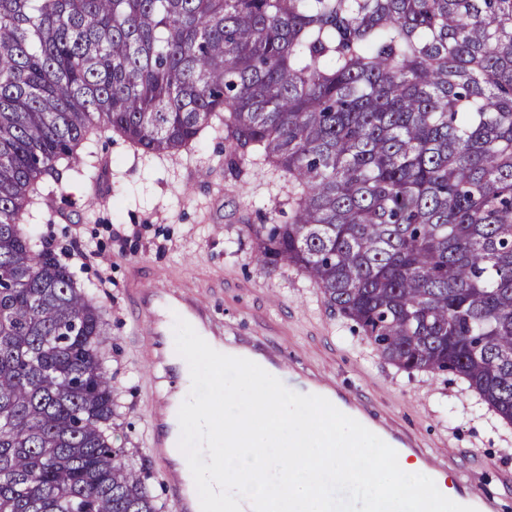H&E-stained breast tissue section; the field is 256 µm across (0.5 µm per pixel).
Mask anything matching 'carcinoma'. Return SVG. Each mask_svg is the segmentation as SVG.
Listing matches in <instances>:
<instances>
[{"mask_svg": "<svg viewBox=\"0 0 512 512\" xmlns=\"http://www.w3.org/2000/svg\"><path fill=\"white\" fill-rule=\"evenodd\" d=\"M216 118L294 188L256 261L512 425V0H0V512H158L95 293L24 224L94 136L187 151Z\"/></svg>", "mask_w": 512, "mask_h": 512, "instance_id": "1", "label": "carcinoma"}]
</instances>
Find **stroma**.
Listing matches in <instances>:
<instances>
[{
  "label": "stroma",
  "instance_id": "1",
  "mask_svg": "<svg viewBox=\"0 0 512 512\" xmlns=\"http://www.w3.org/2000/svg\"><path fill=\"white\" fill-rule=\"evenodd\" d=\"M224 137L216 122L192 150L154 155L97 136L79 171L48 180L26 223L57 253L77 252V276L96 291L115 402L109 434L141 470L160 512H175L149 422L165 383L145 358L149 338L135 326L132 303L136 284L154 280L203 296L224 325L225 345L248 336L289 353L297 372L363 395L380 420L426 452L454 449L449 474L475 477L499 512H512V482L503 479L512 474V426L456 376L408 372L382 359L297 269L257 263L248 227L288 221L292 186L282 171L249 160L229 170Z\"/></svg>",
  "mask_w": 512,
  "mask_h": 512
}]
</instances>
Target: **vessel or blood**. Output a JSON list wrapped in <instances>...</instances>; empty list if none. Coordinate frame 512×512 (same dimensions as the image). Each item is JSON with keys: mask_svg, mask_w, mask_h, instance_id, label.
Masks as SVG:
<instances>
[{"mask_svg": "<svg viewBox=\"0 0 512 512\" xmlns=\"http://www.w3.org/2000/svg\"><path fill=\"white\" fill-rule=\"evenodd\" d=\"M134 307L150 338V346L156 352L166 350L170 334L167 318L175 314L193 325L202 338L211 337L217 341L222 338L221 332L215 330L211 324L208 305L190 294L173 293L162 285L153 283L140 287L134 299ZM231 354L255 361L266 371L276 373L282 383L292 391L327 398L342 413L356 419L383 439L399 456H418V447L408 435L382 424L365 408L359 398L348 396L329 386L308 383L290 371L287 357L271 360L259 356L254 349L244 345L232 348ZM175 418L176 413L172 410L154 414L153 421L158 429L153 443L154 448L160 450L171 444L175 437ZM427 467L431 469L440 492L448 493L450 499L459 504L474 507L476 512H489L491 503L479 486L470 482H449L447 472L436 466L435 462H428ZM169 494L178 512H195L192 475L186 459L178 457L172 462Z\"/></svg>", "mask_w": 512, "mask_h": 512, "instance_id": "vessel-or-blood-1", "label": "vessel or blood"}]
</instances>
